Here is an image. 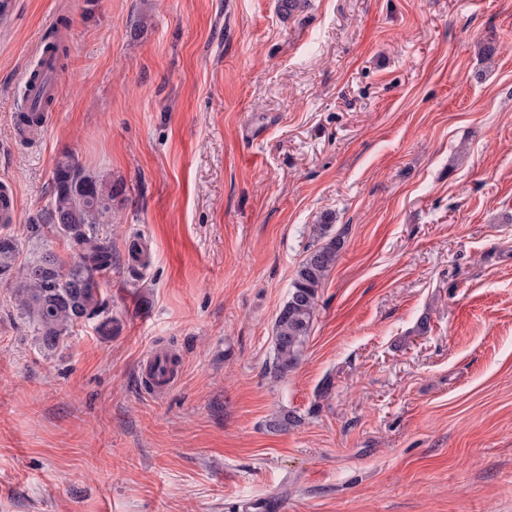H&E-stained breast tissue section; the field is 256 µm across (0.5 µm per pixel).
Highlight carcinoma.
Segmentation results:
<instances>
[{"mask_svg":"<svg viewBox=\"0 0 512 512\" xmlns=\"http://www.w3.org/2000/svg\"><path fill=\"white\" fill-rule=\"evenodd\" d=\"M16 124L28 132L43 122L40 112H18ZM123 185L87 173L70 156L59 161L52 176L49 206L33 220L32 227L56 232L72 250L64 261L47 249L32 261L15 266L19 242L11 224L0 222V279L12 277L10 290L17 309L33 324L44 349L57 347L62 337L97 318L98 332L112 334V318L106 315L101 279L112 273V239L103 225L112 220ZM329 216L310 228L313 251L300 264L288 291V299L275 319L273 370L280 377L300 362L309 335L318 292L343 248V240L331 235Z\"/></svg>","mask_w":512,"mask_h":512,"instance_id":"1","label":"carcinoma"}]
</instances>
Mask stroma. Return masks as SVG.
Segmentation results:
<instances>
[{
    "label": "stroma",
    "mask_w": 512,
    "mask_h": 512,
    "mask_svg": "<svg viewBox=\"0 0 512 512\" xmlns=\"http://www.w3.org/2000/svg\"><path fill=\"white\" fill-rule=\"evenodd\" d=\"M278 5L13 0L18 262L70 254L29 228L63 156L125 193L111 335L45 350L0 283V512H512V0ZM53 23L59 95L21 138ZM326 214L344 245L279 378L274 321ZM156 348L183 370L161 399ZM151 366L154 368L155 373L161 381V385H157L152 380L149 373ZM165 368V362L162 355L155 353L147 356L144 371L142 372V381L143 383L148 384L152 388V392L156 395L163 394L171 390L180 378L178 372L171 376L167 373Z\"/></svg>",
    "instance_id": "1"
}]
</instances>
